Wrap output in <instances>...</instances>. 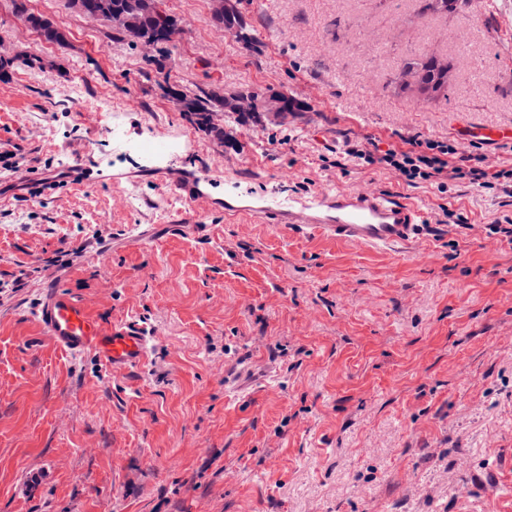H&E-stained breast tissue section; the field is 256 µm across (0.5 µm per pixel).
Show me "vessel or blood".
<instances>
[{
    "instance_id": "obj_1",
    "label": "vessel or blood",
    "mask_w": 512,
    "mask_h": 512,
    "mask_svg": "<svg viewBox=\"0 0 512 512\" xmlns=\"http://www.w3.org/2000/svg\"><path fill=\"white\" fill-rule=\"evenodd\" d=\"M258 212L281 218L289 229L309 237L371 250L414 241L426 222L417 205L372 190H326L307 200L286 202L273 198ZM36 316L44 335L69 354L92 352L109 367L123 370L138 368L148 356L150 336L145 328L100 325L60 289H46Z\"/></svg>"
}]
</instances>
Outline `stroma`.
Masks as SVG:
<instances>
[{"instance_id":"1","label":"stroma","mask_w":512,"mask_h":512,"mask_svg":"<svg viewBox=\"0 0 512 512\" xmlns=\"http://www.w3.org/2000/svg\"><path fill=\"white\" fill-rule=\"evenodd\" d=\"M46 42L0 0V144L45 192L0 177V512H512V151L464 125H512V0L468 14L417 0H237L254 49L210 0H160L183 27L164 70L68 0H28ZM444 54L457 80L419 103L394 82ZM283 92L287 120L215 112L170 88ZM171 141L160 159L115 150ZM484 156L502 179L407 181L365 153L409 141ZM194 200L174 183L194 182ZM369 187L418 204L430 240L378 252L266 224V197ZM107 247L99 265L89 256ZM83 254L67 260L66 251ZM55 284L98 322L152 333L139 370H109L40 336ZM255 367L224 389L236 357ZM13 13L21 21L36 28L49 42L60 43L64 41L63 34L46 18L29 12L26 0H12Z\"/></svg>"}]
</instances>
